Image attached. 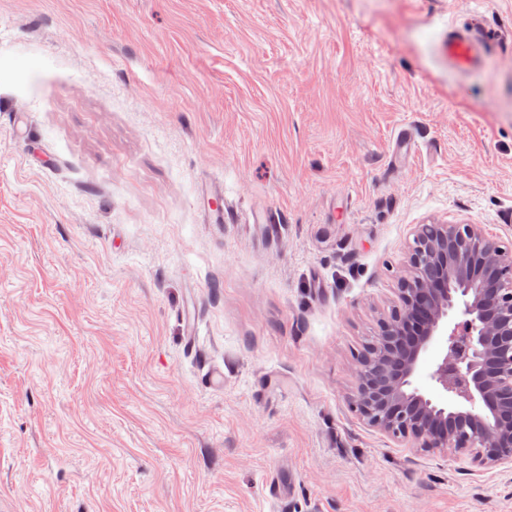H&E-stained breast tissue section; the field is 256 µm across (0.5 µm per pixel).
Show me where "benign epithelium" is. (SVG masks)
<instances>
[{"label":"benign epithelium","mask_w":512,"mask_h":512,"mask_svg":"<svg viewBox=\"0 0 512 512\" xmlns=\"http://www.w3.org/2000/svg\"><path fill=\"white\" fill-rule=\"evenodd\" d=\"M390 317L358 357L351 409L412 448L460 454L481 467L512 464V249L480 224H423ZM463 304L464 320L448 327ZM448 341L432 377L459 399L448 410L412 387L422 353Z\"/></svg>","instance_id":"benign-epithelium-1"}]
</instances>
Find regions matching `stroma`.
Segmentation results:
<instances>
[{
  "label": "stroma",
  "mask_w": 512,
  "mask_h": 512,
  "mask_svg": "<svg viewBox=\"0 0 512 512\" xmlns=\"http://www.w3.org/2000/svg\"><path fill=\"white\" fill-rule=\"evenodd\" d=\"M422 224L512 244V0H0V512H512L349 406ZM489 37L486 33L475 28H448V64L469 69L482 63Z\"/></svg>",
  "instance_id": "obj_1"
}]
</instances>
